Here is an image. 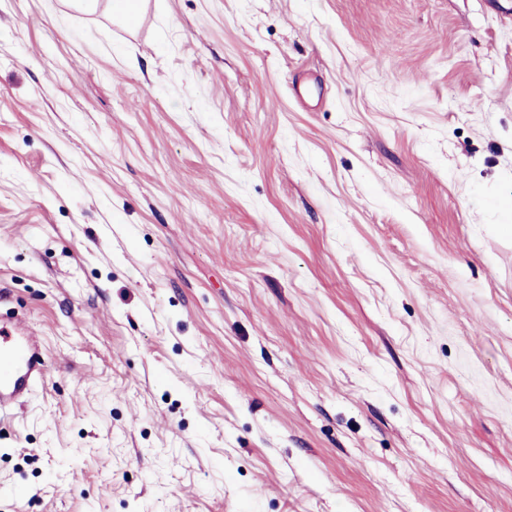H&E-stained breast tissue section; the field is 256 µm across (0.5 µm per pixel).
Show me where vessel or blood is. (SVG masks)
I'll list each match as a JSON object with an SVG mask.
<instances>
[{
    "label": "vessel or blood",
    "instance_id": "obj_1",
    "mask_svg": "<svg viewBox=\"0 0 512 512\" xmlns=\"http://www.w3.org/2000/svg\"><path fill=\"white\" fill-rule=\"evenodd\" d=\"M47 373L40 339L22 321L0 319V412L29 397Z\"/></svg>",
    "mask_w": 512,
    "mask_h": 512
}]
</instances>
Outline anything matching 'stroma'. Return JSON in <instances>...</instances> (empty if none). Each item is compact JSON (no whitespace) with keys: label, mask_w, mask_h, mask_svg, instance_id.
<instances>
[{"label":"stroma","mask_w":512,"mask_h":512,"mask_svg":"<svg viewBox=\"0 0 512 512\" xmlns=\"http://www.w3.org/2000/svg\"><path fill=\"white\" fill-rule=\"evenodd\" d=\"M0 290V512H512V0H0ZM40 339L22 321L0 317V414L29 397L48 373Z\"/></svg>","instance_id":"35a3bbf8"}]
</instances>
